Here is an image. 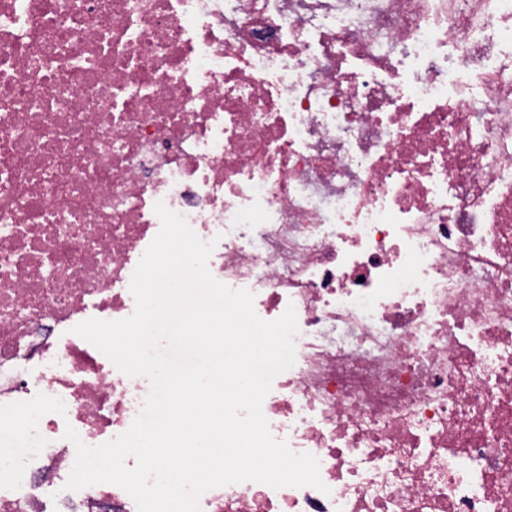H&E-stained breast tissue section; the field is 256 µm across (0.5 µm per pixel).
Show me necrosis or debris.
Returning <instances> with one entry per match:
<instances>
[{
    "label": "necrosis or debris",
    "mask_w": 512,
    "mask_h": 512,
    "mask_svg": "<svg viewBox=\"0 0 512 512\" xmlns=\"http://www.w3.org/2000/svg\"><path fill=\"white\" fill-rule=\"evenodd\" d=\"M159 201L294 305L263 412L327 486L202 512H512V0H0V512H137L64 433L149 391L72 329L133 313Z\"/></svg>",
    "instance_id": "obj_1"
}]
</instances>
